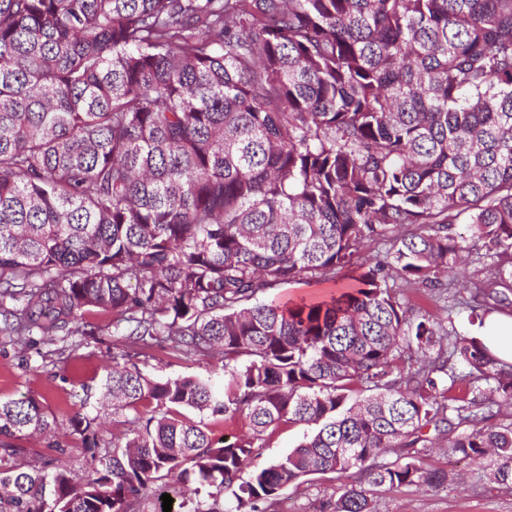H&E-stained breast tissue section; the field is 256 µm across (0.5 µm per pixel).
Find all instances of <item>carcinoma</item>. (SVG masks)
<instances>
[{
    "label": "carcinoma",
    "instance_id": "obj_1",
    "mask_svg": "<svg viewBox=\"0 0 512 512\" xmlns=\"http://www.w3.org/2000/svg\"><path fill=\"white\" fill-rule=\"evenodd\" d=\"M473 250L493 264L463 305L485 313L512 292V0H0V346L72 352L92 308L120 334L69 420L88 475L0 459V512H163L188 484L187 512H267L350 471L320 512H375L381 487L448 483L421 466L430 429L511 489L512 424L485 422L512 364L398 293L448 291ZM338 268L328 300H259ZM155 346L220 355L224 386L154 376ZM123 411L134 429L99 438ZM297 422L316 431L253 465ZM54 427L0 400L1 449ZM304 483L299 489L290 487L285 494L270 507L268 512H311L313 504L336 499V492L343 484H350L356 476L347 474L309 475L303 478Z\"/></svg>",
    "mask_w": 512,
    "mask_h": 512
}]
</instances>
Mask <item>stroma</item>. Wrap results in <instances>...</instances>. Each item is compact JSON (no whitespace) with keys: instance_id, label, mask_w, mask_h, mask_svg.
Segmentation results:
<instances>
[{"instance_id":"stroma-1","label":"stroma","mask_w":512,"mask_h":512,"mask_svg":"<svg viewBox=\"0 0 512 512\" xmlns=\"http://www.w3.org/2000/svg\"><path fill=\"white\" fill-rule=\"evenodd\" d=\"M401 294L414 311L433 317L441 325H448L457 333L476 335L480 320L470 317L461 305L446 309L444 301L414 288L402 289ZM82 326L89 334L75 351L57 355L48 346L30 348L19 346L0 348V400L22 396L41 400L49 417L59 424L58 439L65 446L59 455L61 465L76 477H84L90 457L81 445L79 435L68 425L70 418L90 411L91 399L87 390H98L105 374V364L112 356V338L108 329L111 314L99 311L85 313ZM216 359L184 361L164 352H154L146 368L159 377L205 376L219 368ZM310 425L287 423L280 425L261 448L259 463L270 464L286 456L311 434ZM424 468H442L448 471L447 487H383L375 495V512H512V490L491 481V459L461 461L449 454L447 448H433L421 459ZM353 475H309L297 489H288L269 512H311L314 504L329 500Z\"/></svg>"}]
</instances>
